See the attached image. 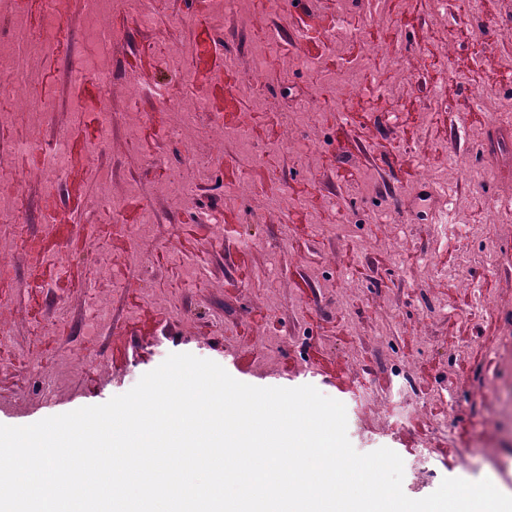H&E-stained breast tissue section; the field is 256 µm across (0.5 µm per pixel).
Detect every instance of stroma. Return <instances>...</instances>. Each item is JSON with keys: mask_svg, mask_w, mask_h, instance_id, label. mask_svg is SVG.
I'll list each match as a JSON object with an SVG mask.
<instances>
[{"mask_svg": "<svg viewBox=\"0 0 512 512\" xmlns=\"http://www.w3.org/2000/svg\"><path fill=\"white\" fill-rule=\"evenodd\" d=\"M265 2L256 26L225 25L219 43L207 0H168L147 26L111 16L107 133L98 122L100 83L88 79L73 99L66 82L95 59L89 27L77 10L57 16L63 45L35 61L50 114L40 142L48 148L66 137L68 167L49 189L45 159L0 150V171L26 174L20 183L0 179V194L23 191L39 252L0 265V306L9 308L0 317V424L105 403L169 354L190 353L246 384L311 385L341 401L357 452L387 447L405 465L426 460L444 477L487 478L512 495V170L489 153L504 131L477 104L484 89L512 98V66L501 62L512 54V0H480L474 9L447 0L453 22L443 41L431 33L438 17L427 0H387V23L354 18L347 55L386 49L405 84L396 100L366 75L349 96L314 80L309 60L327 72L344 65L326 42L336 0ZM271 29L263 92L278 109L252 126L260 160L246 169L235 146L212 140L247 112L239 87ZM159 43L191 46V77L165 70L151 52ZM229 54L240 66L228 72ZM132 75L199 100L194 156L170 136L168 112L149 91L138 102L145 121L122 136L123 85ZM437 86L443 97L433 103ZM306 100L315 127L285 134L280 113ZM92 153L118 188L127 179L163 180L191 162L206 166L209 180L183 205L128 196L115 218L97 196ZM452 153L490 178L450 171ZM427 168L443 179L423 201ZM243 179L251 194L231 196ZM276 194L288 202L286 239L279 216L259 208ZM148 210L156 236L140 245L126 228ZM209 212L222 229L204 223ZM82 224L95 225L116 259L95 281L85 272L102 255ZM95 295L111 299L112 321L90 343L87 301ZM51 378L56 391L46 399Z\"/></svg>", "mask_w": 512, "mask_h": 512, "instance_id": "stroma-1", "label": "stroma"}]
</instances>
